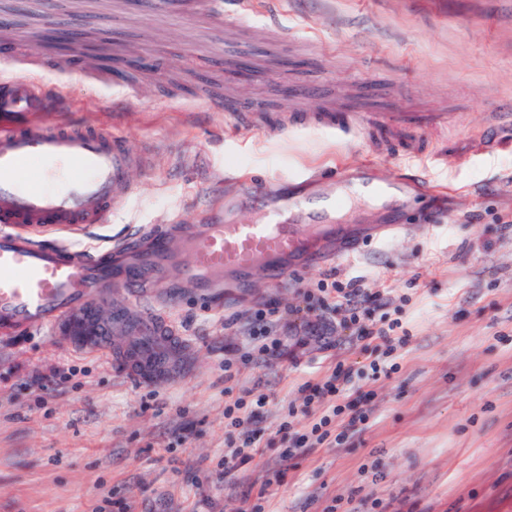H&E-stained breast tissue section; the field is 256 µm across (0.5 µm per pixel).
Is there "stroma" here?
<instances>
[{
    "instance_id": "35a3bbf8",
    "label": "stroma",
    "mask_w": 512,
    "mask_h": 512,
    "mask_svg": "<svg viewBox=\"0 0 512 512\" xmlns=\"http://www.w3.org/2000/svg\"><path fill=\"white\" fill-rule=\"evenodd\" d=\"M231 2L35 0L0 29L15 46L0 78L44 81L54 99L30 121L120 132L137 156L111 223L26 240L132 253L168 229L153 306L188 344L171 354L173 375L139 383L68 337L0 331V512H239L260 492L265 512H512V128L484 127L512 106V0H256L229 24ZM73 16L90 47L77 70L49 38ZM150 56L164 67L137 66ZM243 58L253 78L240 75ZM294 112L407 120L339 140L289 128ZM434 112L449 124H424ZM355 178L407 197H353L318 259L284 285L261 267L243 285L183 276L182 231L248 223ZM330 272L392 296L358 317L403 336L387 372L373 374L353 329L308 333ZM259 309L274 335L248 330ZM275 339L282 355L269 364L258 349ZM338 367L344 404L367 415L362 431L344 439L334 422L339 442L277 474L321 412L301 413L304 384ZM238 397L261 411L264 433L252 463L228 473L240 435L224 408Z\"/></svg>"
}]
</instances>
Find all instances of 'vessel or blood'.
<instances>
[{"label":"vessel or blood","mask_w":512,"mask_h":512,"mask_svg":"<svg viewBox=\"0 0 512 512\" xmlns=\"http://www.w3.org/2000/svg\"><path fill=\"white\" fill-rule=\"evenodd\" d=\"M41 102L34 81L13 84L0 96V112H33ZM303 126L351 125L334 116L306 112ZM135 154L127 138L66 123L32 122L0 130V329L47 326L51 335L80 337L85 347L109 351L110 330L91 319V305L109 300L151 301L143 276L112 275V254L86 257L67 247H37L21 235L28 227L79 230L106 224L129 191ZM316 225L289 223L284 207L266 209L251 223L203 225L186 233L187 278L215 288L225 273L248 275L265 266L273 284L287 280L291 257L311 251ZM131 375L144 382L161 364L149 348L135 350Z\"/></svg>","instance_id":"vessel-or-blood-1"}]
</instances>
